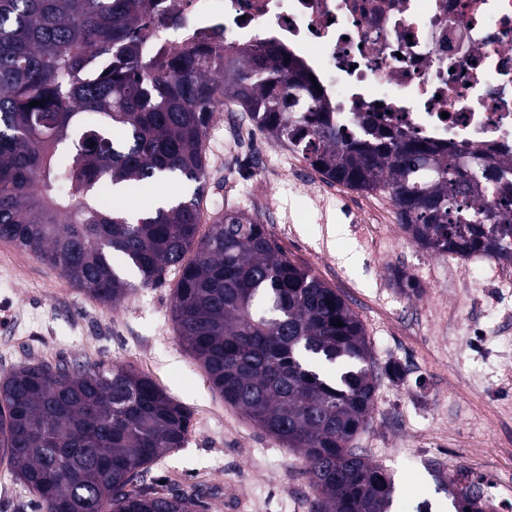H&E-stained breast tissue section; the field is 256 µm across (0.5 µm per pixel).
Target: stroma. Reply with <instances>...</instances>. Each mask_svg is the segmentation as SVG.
<instances>
[{
	"label": "stroma",
	"instance_id": "1",
	"mask_svg": "<svg viewBox=\"0 0 512 512\" xmlns=\"http://www.w3.org/2000/svg\"><path fill=\"white\" fill-rule=\"evenodd\" d=\"M214 146L204 208L256 216L291 261L335 288L361 320L377 367L401 364V381L380 376L372 418L354 445L388 469L412 506L445 512L439 477L457 467L487 478L512 503V294L500 276L512 264L468 258V295L447 288L448 259L414 244L386 194L341 187L327 213L254 165L224 162ZM362 210L378 236L358 243L350 212ZM417 285L404 291L393 274ZM178 277L134 288L119 306L72 288L59 271L0 241V373L28 361L92 368L118 363L150 376L191 412L185 448L163 455L148 480L196 486L207 512H310L306 463L225 403L185 350L171 320Z\"/></svg>",
	"mask_w": 512,
	"mask_h": 512
}]
</instances>
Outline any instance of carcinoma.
<instances>
[{
  "mask_svg": "<svg viewBox=\"0 0 512 512\" xmlns=\"http://www.w3.org/2000/svg\"><path fill=\"white\" fill-rule=\"evenodd\" d=\"M157 17L155 0H0V240L111 306L132 277L177 270L178 338L226 403L305 459L311 512H391L394 480L350 447L378 382L358 316L257 218L225 212L198 235L213 109L234 104L327 182L387 194L437 255L512 264V162L452 155L369 116L354 133L301 62L261 40L146 56ZM171 178L192 194L122 206ZM483 192L497 204L475 211ZM190 418L123 365L39 361L0 376V457L38 512H199L203 490L145 480L185 446ZM447 492L455 512H487L457 479Z\"/></svg>",
  "mask_w": 512,
  "mask_h": 512,
  "instance_id": "cac0c4a2",
  "label": "carcinoma"
}]
</instances>
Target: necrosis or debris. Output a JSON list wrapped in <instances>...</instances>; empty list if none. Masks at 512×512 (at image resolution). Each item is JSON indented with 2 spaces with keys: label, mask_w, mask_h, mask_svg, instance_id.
Instances as JSON below:
<instances>
[{
  "label": "necrosis or debris",
  "mask_w": 512,
  "mask_h": 512,
  "mask_svg": "<svg viewBox=\"0 0 512 512\" xmlns=\"http://www.w3.org/2000/svg\"><path fill=\"white\" fill-rule=\"evenodd\" d=\"M146 52L262 38L299 59L344 120L371 114L449 153L512 160V0H159Z\"/></svg>",
  "instance_id": "4bbe7bcc"
}]
</instances>
